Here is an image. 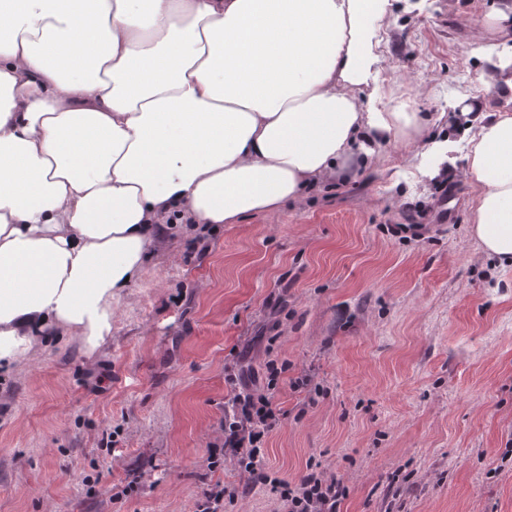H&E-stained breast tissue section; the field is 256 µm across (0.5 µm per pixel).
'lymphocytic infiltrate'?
<instances>
[{
    "label": "lymphocytic infiltrate",
    "instance_id": "obj_1",
    "mask_svg": "<svg viewBox=\"0 0 512 512\" xmlns=\"http://www.w3.org/2000/svg\"><path fill=\"white\" fill-rule=\"evenodd\" d=\"M268 375L262 388L243 391L239 385L244 376L236 366H229L228 381L235 392L229 399V411L223 421L224 440L213 444L209 466H217L221 457L231 455L248 474L251 485L269 487L281 500L284 512H338L345 490L336 479L307 474L300 483L269 476L260 465L262 450L269 435L282 422L274 402L279 371L276 363H268Z\"/></svg>",
    "mask_w": 512,
    "mask_h": 512
}]
</instances>
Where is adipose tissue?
Instances as JSON below:
<instances>
[{"label":"adipose tissue","instance_id":"ef3b65f1","mask_svg":"<svg viewBox=\"0 0 512 512\" xmlns=\"http://www.w3.org/2000/svg\"><path fill=\"white\" fill-rule=\"evenodd\" d=\"M388 0H0V362L95 351L161 224L277 216L370 140L447 159L362 102ZM471 237L512 267V112L483 113Z\"/></svg>","mask_w":512,"mask_h":512}]
</instances>
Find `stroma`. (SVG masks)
<instances>
[{"label": "stroma", "instance_id": "stroma-1", "mask_svg": "<svg viewBox=\"0 0 512 512\" xmlns=\"http://www.w3.org/2000/svg\"><path fill=\"white\" fill-rule=\"evenodd\" d=\"M499 5L388 0L365 98L405 103L463 160L465 100L512 104V21L486 29ZM370 148L277 217L171 222L94 353L46 336L1 365L0 512H194L243 483L234 458L206 462L236 357L286 365L270 476L339 479L340 512H512V268L470 238L463 174Z\"/></svg>", "mask_w": 512, "mask_h": 512}]
</instances>
